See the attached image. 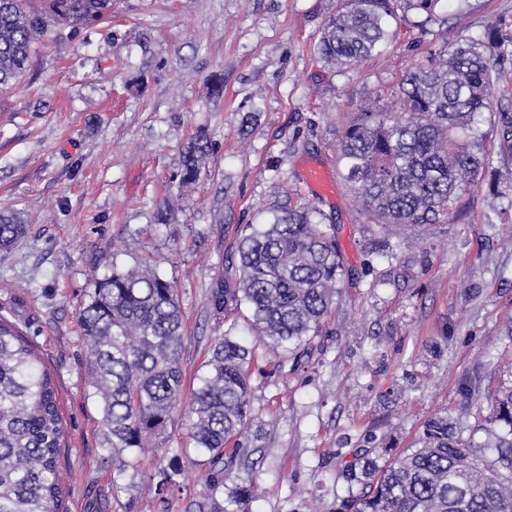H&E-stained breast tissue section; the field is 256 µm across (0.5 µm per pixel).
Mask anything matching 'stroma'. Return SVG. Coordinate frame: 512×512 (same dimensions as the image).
<instances>
[{
    "label": "stroma",
    "instance_id": "1",
    "mask_svg": "<svg viewBox=\"0 0 512 512\" xmlns=\"http://www.w3.org/2000/svg\"><path fill=\"white\" fill-rule=\"evenodd\" d=\"M340 0H112L108 20L53 29L23 80L0 94V209L27 233L0 251V315L21 323L60 387L67 439L66 512H169L203 490L191 435L192 393L227 328L256 349L247 457L249 512H336L346 467L384 443L414 445L447 416L481 441L489 392L512 388V155L490 124V166L464 184L438 224L382 226L356 203L338 161L364 108H386L414 64L447 37L512 34V0L440 7L432 21H390L381 56L342 69L313 46ZM224 85L214 96V79ZM212 144L183 182L182 150ZM325 166L335 197L305 182ZM312 204L336 227L351 270L320 335L293 350L262 348L246 307L214 315L208 297L232 280L248 225ZM147 261L176 289L185 382L165 433L126 451L118 472L83 375L77 313L113 262Z\"/></svg>",
    "mask_w": 512,
    "mask_h": 512
}]
</instances>
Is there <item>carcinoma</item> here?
<instances>
[{
	"mask_svg": "<svg viewBox=\"0 0 512 512\" xmlns=\"http://www.w3.org/2000/svg\"><path fill=\"white\" fill-rule=\"evenodd\" d=\"M440 0H345L315 45L338 68L379 56L398 12L427 19ZM111 0H0V92L13 89L30 66L33 45L52 24L72 30L103 20ZM512 57V38L446 41L426 63L409 70L385 110H367L342 136L339 162L355 202L380 224L421 227L448 216L461 184L482 176L487 156L477 150L484 113L500 149L512 154V108H494L489 88L496 62ZM211 147L200 131L187 145L182 180H195ZM312 205L289 208L250 227L239 242V265L209 300L215 314L246 304L256 334L271 348L317 336L335 304L344 268L335 226ZM20 214L0 211V250L26 232ZM87 352L84 376L112 450L148 447L165 430L184 386V324L173 285L145 261H112L95 279L78 311ZM254 350L233 328L214 339L207 373L193 393L192 437L202 460L205 492L188 512H246L251 485L224 498L228 452L248 424V367ZM487 439L457 436L444 416L431 418L421 447L394 456L373 450L348 473L363 485L337 512H512V389L497 398ZM66 431L58 384L36 343L0 316V512H62L60 455ZM171 485L155 487L158 512H169Z\"/></svg>",
	"mask_w": 512,
	"mask_h": 512,
	"instance_id": "obj_1",
	"label": "carcinoma"
}]
</instances>
